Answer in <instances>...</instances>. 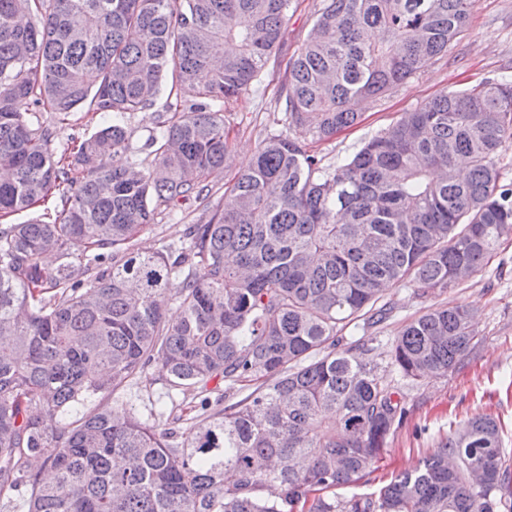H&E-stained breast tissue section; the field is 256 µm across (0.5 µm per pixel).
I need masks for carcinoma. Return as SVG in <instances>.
Wrapping results in <instances>:
<instances>
[{"instance_id":"1","label":"carcinoma","mask_w":512,"mask_h":512,"mask_svg":"<svg viewBox=\"0 0 512 512\" xmlns=\"http://www.w3.org/2000/svg\"><path fill=\"white\" fill-rule=\"evenodd\" d=\"M472 4L322 0L281 87L295 137L264 136L226 182L224 113L265 74L291 0H0V166L12 172L0 217L44 207L0 226V502L23 489L28 512H499L512 499L503 429L484 414L378 492L324 497L371 470L407 414L386 369L443 375L479 344L465 305L427 309L380 352L342 332L383 321L394 283L422 297L454 287L512 233L499 166L512 78L425 101L335 167L308 144L447 53ZM162 91L170 111L112 168L131 150L126 115ZM84 106L102 126L55 152L34 114L63 123ZM221 183L224 207L180 243L136 248L158 215ZM55 195L65 205L51 213ZM50 251L62 262L42 264ZM155 360L199 399L189 427L77 413ZM214 380L255 389L223 408ZM32 457L51 481L27 469Z\"/></svg>"}]
</instances>
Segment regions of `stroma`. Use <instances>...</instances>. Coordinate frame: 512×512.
Listing matches in <instances>:
<instances>
[{
    "label": "stroma",
    "mask_w": 512,
    "mask_h": 512,
    "mask_svg": "<svg viewBox=\"0 0 512 512\" xmlns=\"http://www.w3.org/2000/svg\"><path fill=\"white\" fill-rule=\"evenodd\" d=\"M320 3L321 0H295L283 39L268 64V75L241 96L235 111L227 113L232 151L226 161L225 178H232L249 165L260 134L287 133L285 115L277 101L278 88L288 61L297 54L313 26ZM505 73L512 74V0H474L471 24L447 54L432 60L402 87L378 100L357 104L362 115L360 123L317 144L315 150L324 164L336 165L424 100ZM37 118L52 125L53 146L59 150L72 138L90 136L100 125L98 114L83 109L73 112L62 125L55 124L48 112L38 113ZM223 202L222 194L216 192L206 201L191 200L180 204L173 213L158 216L155 224L139 236L140 248L152 251L162 244L179 242L186 225L206 222ZM384 300L392 308L389 318L373 327L347 328L346 341L381 346L392 342L402 327L426 308L462 304L477 312L475 329L481 344L457 370L402 384L408 409L406 421L390 435L372 472L356 486L334 489V496L372 493L392 476L415 469L433 452L441 437L476 413L492 415L501 423L504 464L512 468V239L502 242L487 265L454 288L422 298L413 286L396 284L387 289ZM167 393L159 367L154 364L132 385L111 395H96L79 405L78 410L86 413L107 407L144 418L155 409L191 417V410L172 405Z\"/></svg>",
    "instance_id": "35a3bbf8"
}]
</instances>
